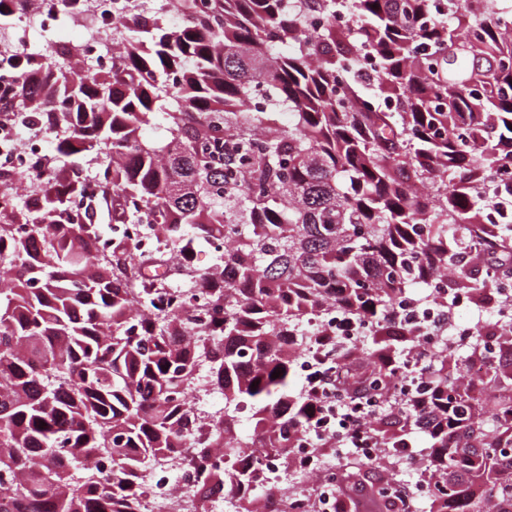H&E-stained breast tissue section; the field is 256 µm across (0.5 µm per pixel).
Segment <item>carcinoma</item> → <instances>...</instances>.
Wrapping results in <instances>:
<instances>
[{
	"mask_svg": "<svg viewBox=\"0 0 512 512\" xmlns=\"http://www.w3.org/2000/svg\"><path fill=\"white\" fill-rule=\"evenodd\" d=\"M27 2L0 0L1 32ZM113 2L109 69L60 40L0 59L20 71L0 111L59 134L58 154L97 161L100 187L78 208L87 177L39 170L32 206L0 173L13 191L0 209V512H138L145 483L180 458L192 495L315 512L308 497L275 498L262 464L291 462L310 424L298 363L337 342L305 326L328 308L368 319L336 351L337 379L390 401L423 341L391 321L402 294L425 283L438 305L498 293L490 276L452 271L472 250L512 254V0ZM365 53L378 65L368 91ZM157 124L160 142L145 135ZM104 212L157 227L199 317L156 305L144 251L103 235ZM204 244L212 271L195 267ZM505 352L512 332L497 324L463 355L442 344L400 431L370 421L391 452L366 491L399 484L398 449L418 426L436 471L429 512H512ZM204 390L224 411L193 407ZM374 466L351 455L335 470L361 485Z\"/></svg>",
	"mask_w": 512,
	"mask_h": 512,
	"instance_id": "obj_1",
	"label": "carcinoma"
}]
</instances>
